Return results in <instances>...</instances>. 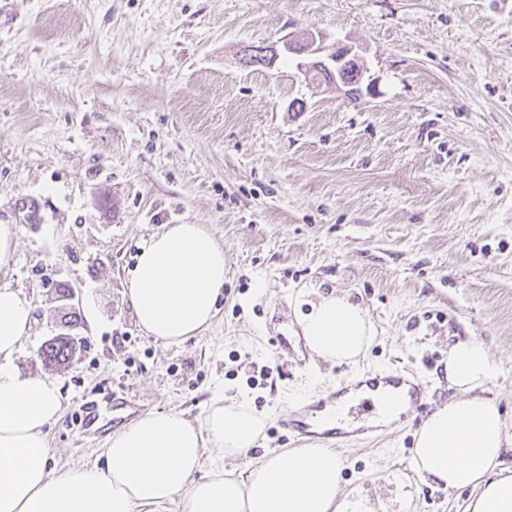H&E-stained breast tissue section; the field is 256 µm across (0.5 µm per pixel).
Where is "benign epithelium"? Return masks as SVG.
Masks as SVG:
<instances>
[{
    "instance_id": "7a95c632",
    "label": "benign epithelium",
    "mask_w": 512,
    "mask_h": 512,
    "mask_svg": "<svg viewBox=\"0 0 512 512\" xmlns=\"http://www.w3.org/2000/svg\"><path fill=\"white\" fill-rule=\"evenodd\" d=\"M285 48L290 53L307 55V60L297 63L306 81L319 87L342 89L348 95L362 90L366 69L362 57L353 48L338 46L329 52L312 33L300 42H288ZM277 56L278 50L274 45H245L241 50L240 63L248 67L259 60L268 67Z\"/></svg>"
}]
</instances>
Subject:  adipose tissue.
I'll return each instance as SVG.
<instances>
[{
  "mask_svg": "<svg viewBox=\"0 0 512 512\" xmlns=\"http://www.w3.org/2000/svg\"><path fill=\"white\" fill-rule=\"evenodd\" d=\"M223 292L224 248L201 224H174L145 240L126 288L139 328L169 344L207 329ZM296 302L309 306L298 318L309 350L358 364L375 334L365 309L333 292ZM33 312L22 291L0 284V512H160L179 496L186 512H372L363 497L341 495L342 462L328 448L277 451L234 476L202 475L206 448L241 455L260 436L264 419L244 397L215 401L198 424L178 411L146 414L112 433L102 465L49 468L45 428L61 416L59 390L14 364ZM495 374L482 343L451 346L446 375L458 396L424 420L411 456L434 486L473 487L471 512H512V475L494 474L512 425L481 394Z\"/></svg>",
  "mask_w": 512,
  "mask_h": 512,
  "instance_id": "ef3b65f1",
  "label": "adipose tissue"
}]
</instances>
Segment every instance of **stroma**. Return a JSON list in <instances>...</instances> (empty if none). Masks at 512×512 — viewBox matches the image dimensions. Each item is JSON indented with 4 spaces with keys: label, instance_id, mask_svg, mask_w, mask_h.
I'll list each match as a JSON object with an SVG mask.
<instances>
[{
    "label": "stroma",
    "instance_id": "obj_1",
    "mask_svg": "<svg viewBox=\"0 0 512 512\" xmlns=\"http://www.w3.org/2000/svg\"><path fill=\"white\" fill-rule=\"evenodd\" d=\"M310 30L359 52L374 95L312 87L285 51L239 61ZM0 223L18 237L0 283L35 304L15 364L61 392L49 467L101 464L146 413L199 423L244 393L265 419L250 454L204 456L235 473L296 447L278 423L299 393L397 369L424 403L338 448L341 491L374 512H465L470 489L429 485L410 455L454 395L459 340L490 352L486 394L512 424V0H0ZM171 224L224 245L215 320L179 345L141 332L125 295L140 243ZM312 288L367 311L359 367L307 348L295 298ZM62 334L75 351L46 362ZM240 63L243 66H251L253 61H261L265 67L271 66L278 56L276 45L254 46L246 45L241 50Z\"/></svg>",
    "mask_w": 512,
    "mask_h": 512
}]
</instances>
